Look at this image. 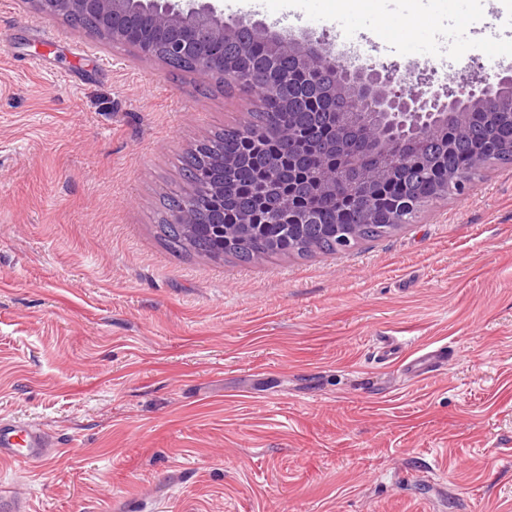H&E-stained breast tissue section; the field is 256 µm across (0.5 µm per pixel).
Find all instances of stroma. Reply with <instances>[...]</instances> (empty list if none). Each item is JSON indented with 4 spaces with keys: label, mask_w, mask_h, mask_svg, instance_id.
Wrapping results in <instances>:
<instances>
[{
    "label": "stroma",
    "mask_w": 512,
    "mask_h": 512,
    "mask_svg": "<svg viewBox=\"0 0 512 512\" xmlns=\"http://www.w3.org/2000/svg\"><path fill=\"white\" fill-rule=\"evenodd\" d=\"M377 66L512 68V0H221ZM0 420L62 444L0 465L31 512H512V165L392 236L252 264L171 251L181 158L256 108L0 0ZM447 344L421 380L376 339Z\"/></svg>",
    "instance_id": "35a3bbf8"
}]
</instances>
